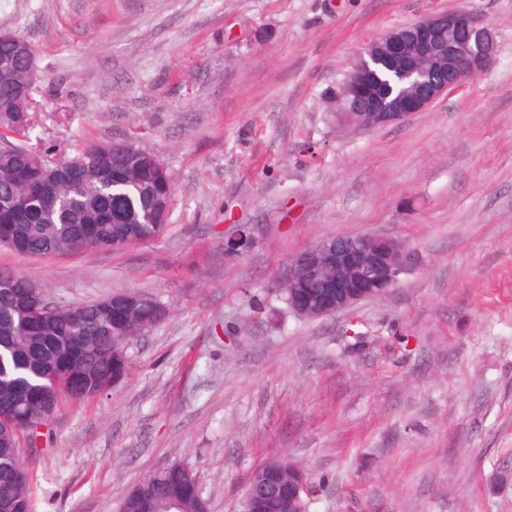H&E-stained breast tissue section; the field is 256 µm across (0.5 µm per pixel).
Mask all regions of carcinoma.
<instances>
[{
	"instance_id": "1",
	"label": "carcinoma",
	"mask_w": 512,
	"mask_h": 512,
	"mask_svg": "<svg viewBox=\"0 0 512 512\" xmlns=\"http://www.w3.org/2000/svg\"><path fill=\"white\" fill-rule=\"evenodd\" d=\"M22 38L0 31V140L31 129L28 62ZM25 198L5 228L20 252L52 255L110 250L156 239L172 200L171 177L152 153L130 141L94 144L58 168L49 154L23 144L0 148V202ZM32 280L0 270V512H32L31 461L21 446L57 411L61 393L74 401L103 395L129 369L126 345L163 322L169 308L154 296L120 290L90 302L60 305L30 329ZM196 476L180 463L155 470L123 495L119 512H208Z\"/></svg>"
}]
</instances>
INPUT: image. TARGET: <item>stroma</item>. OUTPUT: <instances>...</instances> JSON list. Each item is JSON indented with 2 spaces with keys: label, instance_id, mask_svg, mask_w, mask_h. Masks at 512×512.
Wrapping results in <instances>:
<instances>
[{
  "label": "stroma",
  "instance_id": "35a3bbf8",
  "mask_svg": "<svg viewBox=\"0 0 512 512\" xmlns=\"http://www.w3.org/2000/svg\"><path fill=\"white\" fill-rule=\"evenodd\" d=\"M463 7L496 35L485 74L402 122L337 126L373 40ZM0 30L36 50L28 146L129 140L173 184L149 244L0 248L55 303L129 289L171 310L111 391L42 426L33 512H118L174 462L209 512H243L275 458L309 476L310 512H512V0H0ZM236 224L254 242L230 256ZM358 234L420 263L382 299L287 312L278 266Z\"/></svg>",
  "mask_w": 512,
  "mask_h": 512
}]
</instances>
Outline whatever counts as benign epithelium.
Wrapping results in <instances>:
<instances>
[{
    "mask_svg": "<svg viewBox=\"0 0 512 512\" xmlns=\"http://www.w3.org/2000/svg\"><path fill=\"white\" fill-rule=\"evenodd\" d=\"M375 43L336 94V123L352 132H371L424 110L449 90L487 72L497 53L492 29L468 8L424 17ZM376 55L396 60L399 76L408 85L395 104L372 96L367 76ZM252 239V228L241 225L225 239L224 251L237 256ZM418 264V253L390 236L327 238L288 258L276 270L271 291L279 294L288 289L290 309L319 319L384 297ZM307 491L304 482L272 487L256 472L246 489V512H265L271 502L281 503Z\"/></svg>",
    "mask_w": 512,
    "mask_h": 512,
    "instance_id": "7a95c632",
    "label": "benign epithelium"
}]
</instances>
